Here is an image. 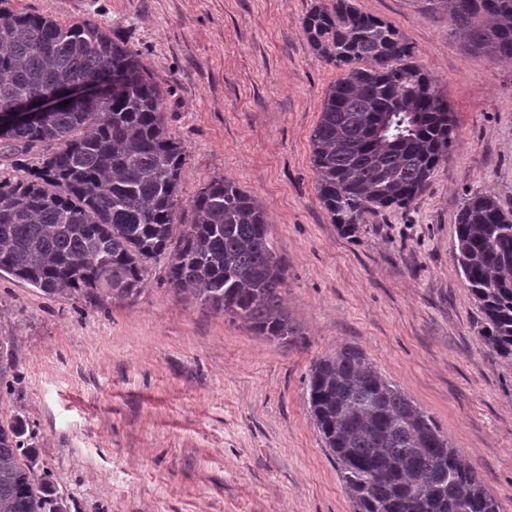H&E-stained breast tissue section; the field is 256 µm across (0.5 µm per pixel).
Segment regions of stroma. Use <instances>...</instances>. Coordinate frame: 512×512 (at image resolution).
I'll return each instance as SVG.
<instances>
[{"label": "stroma", "mask_w": 512, "mask_h": 512, "mask_svg": "<svg viewBox=\"0 0 512 512\" xmlns=\"http://www.w3.org/2000/svg\"><path fill=\"white\" fill-rule=\"evenodd\" d=\"M313 0H12L90 19L139 54L186 149L182 202L229 178L266 213L297 329L270 341L178 297L156 264L134 300L51 298L0 274V337L33 462L68 512H353L309 413L319 358L348 346L448 434L512 512V366L479 336L454 259L467 195L512 210V60L461 47L430 0H353L391 21L447 96L458 139L407 209L342 236L317 197L310 136L342 72L316 58Z\"/></svg>", "instance_id": "1"}]
</instances>
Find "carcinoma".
I'll list each match as a JSON object with an SVG mask.
<instances>
[{"mask_svg":"<svg viewBox=\"0 0 512 512\" xmlns=\"http://www.w3.org/2000/svg\"><path fill=\"white\" fill-rule=\"evenodd\" d=\"M0 0V110L75 82L105 95L0 131V152L43 151L0 179V272L53 298L132 300L160 259L175 292L269 340L296 335L282 306L286 267L257 200L226 177L190 202L180 224L186 150L165 124V96L139 55L96 22L68 25ZM450 36L490 59L512 58V0H430ZM313 54L345 71L326 89L310 137L317 194L345 236L363 215L409 207L457 138L435 79L390 21L352 0H315L302 19ZM393 115L385 136L368 134ZM455 259L478 303L481 337L512 365V211L489 194L465 199ZM11 345L0 337V388ZM309 409L354 512H501L484 478L436 419L356 348L316 361ZM18 420L0 423V512H67L32 465Z\"/></svg>","mask_w":512,"mask_h":512,"instance_id":"1","label":"carcinoma"}]
</instances>
